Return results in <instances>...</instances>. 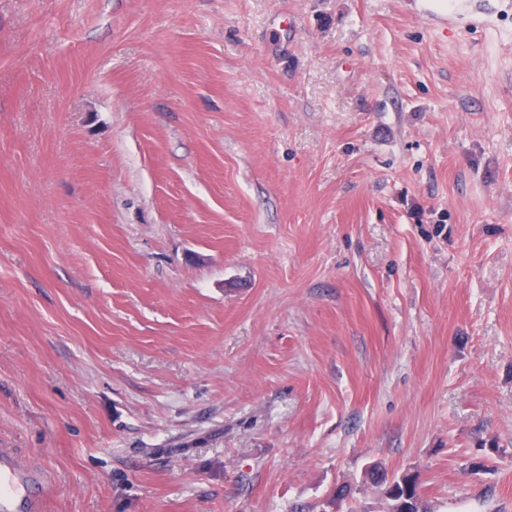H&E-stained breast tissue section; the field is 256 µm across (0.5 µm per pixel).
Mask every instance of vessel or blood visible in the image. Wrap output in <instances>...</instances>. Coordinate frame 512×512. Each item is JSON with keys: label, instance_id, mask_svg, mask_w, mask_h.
<instances>
[{"label": "vessel or blood", "instance_id": "b4317fda", "mask_svg": "<svg viewBox=\"0 0 512 512\" xmlns=\"http://www.w3.org/2000/svg\"><path fill=\"white\" fill-rule=\"evenodd\" d=\"M52 484L48 472L31 468L13 448H0V512H40V492Z\"/></svg>", "mask_w": 512, "mask_h": 512}]
</instances>
